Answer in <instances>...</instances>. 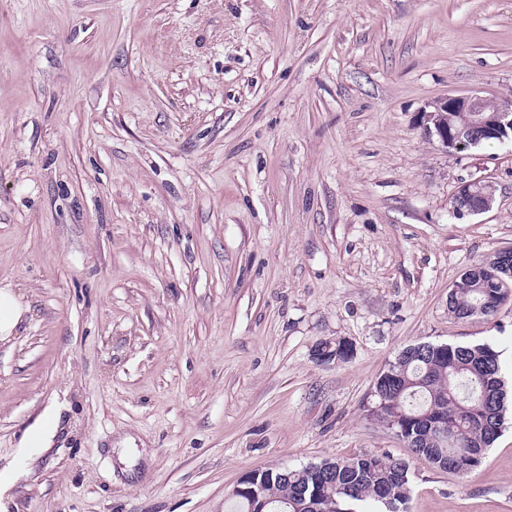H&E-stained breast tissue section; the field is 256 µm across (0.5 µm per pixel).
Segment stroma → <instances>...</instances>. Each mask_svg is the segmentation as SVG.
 Here are the masks:
<instances>
[{
    "label": "stroma",
    "mask_w": 512,
    "mask_h": 512,
    "mask_svg": "<svg viewBox=\"0 0 512 512\" xmlns=\"http://www.w3.org/2000/svg\"><path fill=\"white\" fill-rule=\"evenodd\" d=\"M461 94L512 99V0H0L10 512H227L361 455L407 460L408 512H512V407L461 473L370 413L417 343L492 344L512 384V299L448 311L512 248V142L418 122ZM474 179L493 208L455 215ZM25 311L11 288L0 289V340H7L19 325Z\"/></svg>",
    "instance_id": "35a3bbf8"
}]
</instances>
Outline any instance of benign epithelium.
<instances>
[{
	"label": "benign epithelium",
	"mask_w": 512,
	"mask_h": 512,
	"mask_svg": "<svg viewBox=\"0 0 512 512\" xmlns=\"http://www.w3.org/2000/svg\"><path fill=\"white\" fill-rule=\"evenodd\" d=\"M447 112H469L472 115V122L455 130L444 120ZM420 124L429 136L437 139L441 148L448 152L460 151L481 137H508L507 129H512V104L490 112L483 98L477 94L449 95L435 101L431 105V110L422 111ZM495 192V186L485 180H474L459 185L453 197L454 214L463 216L489 211L495 201Z\"/></svg>",
	"instance_id": "obj_1"
}]
</instances>
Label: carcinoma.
Segmentation results:
<instances>
[{"mask_svg":"<svg viewBox=\"0 0 512 512\" xmlns=\"http://www.w3.org/2000/svg\"><path fill=\"white\" fill-rule=\"evenodd\" d=\"M470 287L448 298V312L459 320L492 299L512 297V256L496 253L471 266ZM371 414L397 433L405 448L434 467L467 471L479 466L504 424L507 391L499 352L489 343H418L405 348L376 383ZM323 474L311 467L251 474L268 500L266 512H359L373 502L385 512H405L411 493L409 465L403 459L362 455L323 461Z\"/></svg>","mask_w":512,"mask_h":512,"instance_id":"carcinoma-1","label":"carcinoma"}]
</instances>
